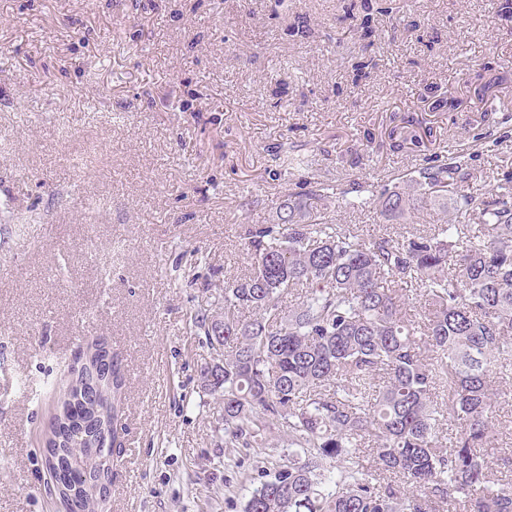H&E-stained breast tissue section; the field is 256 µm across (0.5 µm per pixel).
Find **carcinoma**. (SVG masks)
I'll list each match as a JSON object with an SVG mask.
<instances>
[{
  "mask_svg": "<svg viewBox=\"0 0 512 512\" xmlns=\"http://www.w3.org/2000/svg\"><path fill=\"white\" fill-rule=\"evenodd\" d=\"M311 165L281 155L287 170ZM466 167L452 156L375 196L395 220L453 200L455 223L429 234L361 238L312 217L301 194L245 228L251 271L224 282V314L193 317L216 353L199 382L217 396L224 447L265 448L278 431L288 449L244 512H512V477L497 470L512 448L488 452L512 399V186L481 199ZM408 282L423 290L418 321ZM123 388L119 358L93 340L59 390L40 456L67 509L75 488L76 512L102 502L89 460L117 435Z\"/></svg>",
  "mask_w": 512,
  "mask_h": 512,
  "instance_id": "obj_1",
  "label": "carcinoma"
}]
</instances>
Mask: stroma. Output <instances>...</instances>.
<instances>
[{
  "label": "stroma",
  "instance_id": "1",
  "mask_svg": "<svg viewBox=\"0 0 512 512\" xmlns=\"http://www.w3.org/2000/svg\"><path fill=\"white\" fill-rule=\"evenodd\" d=\"M0 0V512H63L39 454L87 340L122 362L123 450L98 512H243L280 462L225 463L211 359L191 323L247 273L245 225L319 180L378 192L449 154L479 197L512 181V27L491 0ZM306 18L312 34L288 29ZM496 80L475 99L477 71ZM443 99L447 108L435 109ZM291 148L312 156L288 171ZM323 222L404 239L374 204Z\"/></svg>",
  "mask_w": 512,
  "mask_h": 512
}]
</instances>
